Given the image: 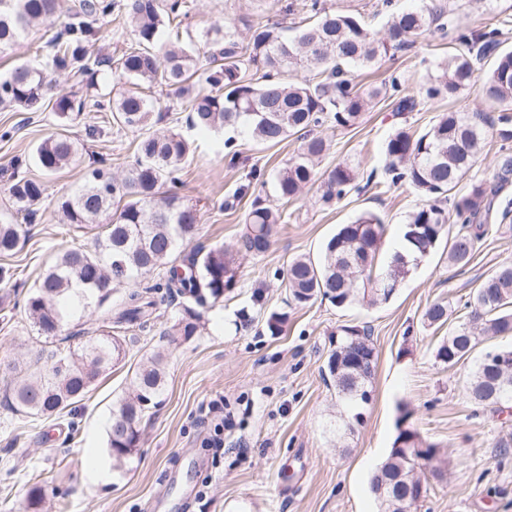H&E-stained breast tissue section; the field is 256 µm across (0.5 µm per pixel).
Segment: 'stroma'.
Wrapping results in <instances>:
<instances>
[{"instance_id":"stroma-1","label":"stroma","mask_w":512,"mask_h":512,"mask_svg":"<svg viewBox=\"0 0 512 512\" xmlns=\"http://www.w3.org/2000/svg\"><path fill=\"white\" fill-rule=\"evenodd\" d=\"M189 30L215 22L238 30L247 25L281 23L289 27L305 16V0H292L294 12L279 11L280 0L251 7L248 0H186ZM449 29H475L490 19L503 20V45L512 48V0H440ZM63 14L45 18L18 45L0 54V78L18 64L46 61L45 42L64 23ZM449 40L417 39L408 50L356 72L363 82L400 77L418 89L448 56ZM155 97L166 111L161 130L194 140L196 150L180 172V193L198 205L199 247L236 249L245 228L250 198L223 209L225 198L248 181L252 168L273 175L298 146L290 137L277 146L254 145L246 129L201 133L189 127L184 103L175 88L156 86ZM447 102L418 112L396 114L383 100L361 122L346 130L327 129L335 147L323 168L352 159L365 170L382 169L383 146L397 126L426 131ZM51 108L40 112L0 110V217H9L12 202L5 180L15 158L56 130ZM100 127L90 135L91 127ZM70 135L86 152L102 154L112 171L131 163L134 136L103 122L100 113L83 112ZM234 138L244 148L237 162L224 156V141ZM86 164L30 177L42 179L45 193L36 220L21 225L16 251L0 255V266L13 277L0 283V385L26 376L27 367L47 357L52 344L38 337L24 310L22 295L68 248L89 246L91 234L63 223L57 210L61 197L80 191ZM422 200L406 184L372 186L324 207L309 192L288 208L290 218L278 225L270 250L241 258L237 282L223 299L204 311L195 336L169 342L165 331L178 318V301H157L149 327L126 329V356L109 366L69 418L39 419L19 414L0 402V512H31L28 489L42 476V512H174L168 501L183 491L194 499L190 512H377L369 489L375 468L387 457L396 436L401 410L427 440L439 444L444 459L441 477L431 479L430 493L412 512H512V411L494 414L476 409L467 385L474 359L453 368L436 364L434 351L448 333L433 328L424 312L434 300L453 303L450 325L463 321L457 309L497 266L512 261V222L494 224L466 267L450 266L442 253L414 267L393 299L368 308L339 309L325 300L295 306L283 275L292 258L318 256L322 243L338 225L352 223L365 211L385 225L377 263L385 265L400 245V227ZM285 315L271 331V313ZM345 324L367 325L377 353L371 380L372 401L364 422L347 430L348 405L325 383L321 369L336 345L334 332ZM166 357L164 391L141 422L137 450L116 468L106 450L112 402L130 385L134 371L154 352ZM220 399L231 412L229 447L215 456L204 444L210 425L200 422L202 402Z\"/></svg>"}]
</instances>
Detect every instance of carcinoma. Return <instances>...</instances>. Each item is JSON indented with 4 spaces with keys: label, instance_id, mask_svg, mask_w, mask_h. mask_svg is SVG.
<instances>
[{
    "label": "carcinoma",
    "instance_id": "cac0c4a2",
    "mask_svg": "<svg viewBox=\"0 0 512 512\" xmlns=\"http://www.w3.org/2000/svg\"><path fill=\"white\" fill-rule=\"evenodd\" d=\"M60 0H0V53L14 47L43 18L55 14ZM312 19L298 35L290 37L276 26L255 24L240 34L236 28L215 24L197 36L182 39L185 0H72L68 22L48 40L46 66L21 64L0 80V107L18 112H38L52 103L60 129L45 137L30 157L17 158L5 191L23 219L36 216L44 194L41 180L20 173L33 164L44 174L76 165L84 147L66 134L65 126L87 108V102L52 84L46 70L88 78L95 85L97 68L116 64V69L135 88L109 97L99 95L93 107L111 113L112 122L134 134V160L121 177L109 172L106 160L92 156L90 171L79 193L59 203L69 224L101 225L91 247L68 249L41 276L27 295L25 307L39 335L57 337L77 314L98 311L93 336L57 350L51 363L32 365L27 379L4 384V401L17 412L36 417H55L81 401L100 373L125 353L126 337L112 328L136 325L146 328L144 309L154 305L148 296L164 288L171 296L187 301L181 317L168 335L188 339L195 335L202 317L200 309L224 297L236 284L237 254L261 255L269 249L276 226L285 223V206L318 185V202L330 206L360 185V164L341 161L320 170L332 140L318 129H348L391 87L365 88L355 82L354 70L373 68L383 58L393 57L416 39L434 29L445 31L439 7L392 12L382 32L366 26L361 16L333 10L323 0H307ZM117 11L129 22L134 43L116 59L99 58L89 48L97 40L96 24ZM502 22H489L479 29L460 32L452 52L428 76L419 93L396 99V111L414 112L424 102H453L474 86L488 101L500 105L496 119L478 112L450 109L441 112L423 133L397 127L384 143L385 175L393 186L408 183L423 203L402 228L404 251H395L383 273L373 274L385 227L371 212L360 214L351 224L341 225L321 249V257L307 255L291 260L287 288L293 301L304 306L316 297L336 307L354 301L377 306L390 300L415 266L439 247L448 263L465 267L474 258L478 244L487 236L493 215L505 220L512 215V202L501 203L500 194L512 181V154H501L491 176L470 183L458 194L480 162L488 130H496L503 142L512 140V50L500 49ZM203 67L205 83L195 79ZM262 72L258 78L254 73ZM164 83L177 87L190 112V124L200 132H217L226 126L243 125L253 141L273 147L298 135L299 147L278 171L274 190L282 207L257 196L246 216V231L237 252L214 247L197 251L188 264H178L177 255L192 243L200 222V209L186 204L178 193L181 165L191 145L180 133L152 130V118L162 113L152 95L136 89ZM114 214H108L114 203ZM18 244L16 225L0 220V253L12 252ZM166 270L159 282L125 292L119 308L112 310V291L157 270ZM466 322L448 331L434 352L436 363L452 368L469 358L485 339L512 334V263L500 264L485 277L464 303ZM448 302H433L424 313L430 326L448 323ZM336 349L322 369L325 381L337 396L351 403L370 401L368 384L374 375L376 351L371 329L343 325L336 332ZM504 361L486 367V358L475 366L468 393L471 400L492 413L512 408V347L486 351ZM163 358L156 354L134 372L132 389L112 403L107 445L115 467L139 447L140 424L146 411L163 393ZM392 448L375 471L388 478L386 508L398 504L393 495L404 481L429 484L417 469L428 466L438 475L440 448L425 440L400 418Z\"/></svg>",
    "mask_w": 512,
    "mask_h": 512
}]
</instances>
